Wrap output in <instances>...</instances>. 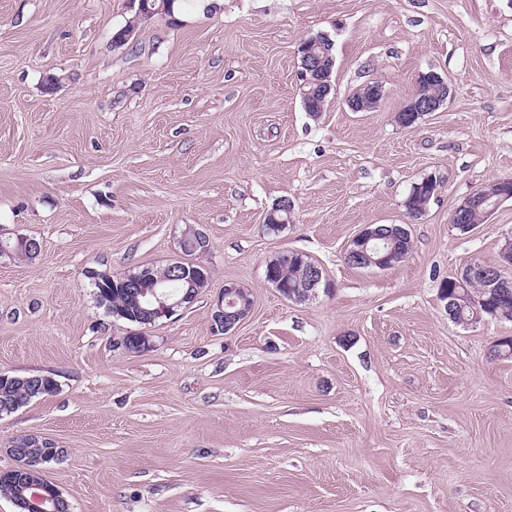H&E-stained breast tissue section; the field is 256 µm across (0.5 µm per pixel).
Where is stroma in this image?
<instances>
[{
    "instance_id": "obj_1",
    "label": "stroma",
    "mask_w": 512,
    "mask_h": 512,
    "mask_svg": "<svg viewBox=\"0 0 512 512\" xmlns=\"http://www.w3.org/2000/svg\"><path fill=\"white\" fill-rule=\"evenodd\" d=\"M129 0H0V235L38 240L0 257V371L58 391L0 416L7 441L65 455L47 478L72 512H512V321L452 322L442 278L496 264L512 199L460 235L455 207L512 177V0H183L115 47ZM329 33L334 94L305 111L298 47ZM434 71L452 89L418 125L394 116ZM55 77L46 89V77ZM379 81L369 112L346 99ZM427 211L404 201L425 178ZM292 205L268 233L267 211ZM367 224H402L390 268L344 260ZM209 241V286L119 343L95 273L186 260ZM332 284L283 298L265 265L283 251ZM250 315L215 332L225 283Z\"/></svg>"
}]
</instances>
